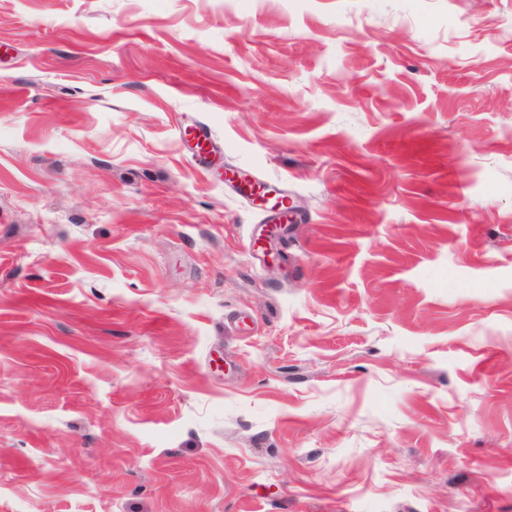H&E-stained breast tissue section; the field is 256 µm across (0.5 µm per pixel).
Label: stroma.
<instances>
[{
	"mask_svg": "<svg viewBox=\"0 0 512 512\" xmlns=\"http://www.w3.org/2000/svg\"><path fill=\"white\" fill-rule=\"evenodd\" d=\"M0 512H512V0H0ZM186 142L190 144L192 154L196 161L202 166L208 167L210 157L216 154V147L210 133L203 126L192 128L190 132L186 131Z\"/></svg>",
	"mask_w": 512,
	"mask_h": 512,
	"instance_id": "1",
	"label": "stroma"
}]
</instances>
